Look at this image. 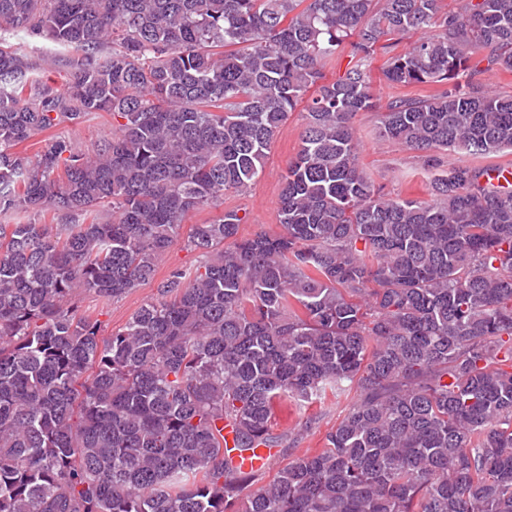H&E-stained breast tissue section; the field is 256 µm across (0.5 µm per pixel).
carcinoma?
I'll return each mask as SVG.
<instances>
[{"instance_id": "1", "label": "carcinoma", "mask_w": 512, "mask_h": 512, "mask_svg": "<svg viewBox=\"0 0 512 512\" xmlns=\"http://www.w3.org/2000/svg\"><path fill=\"white\" fill-rule=\"evenodd\" d=\"M20 35L61 50L64 86ZM378 52L388 84L442 90L375 101ZM494 69L512 0H0V215H27L0 224V512H512V185L438 157L512 152ZM300 105L280 232L194 224L193 278L107 336L78 314L150 282ZM98 112L117 133L91 154L19 151ZM361 112L425 154L430 199L361 172ZM350 390L318 453L244 470L283 403Z\"/></svg>"}]
</instances>
